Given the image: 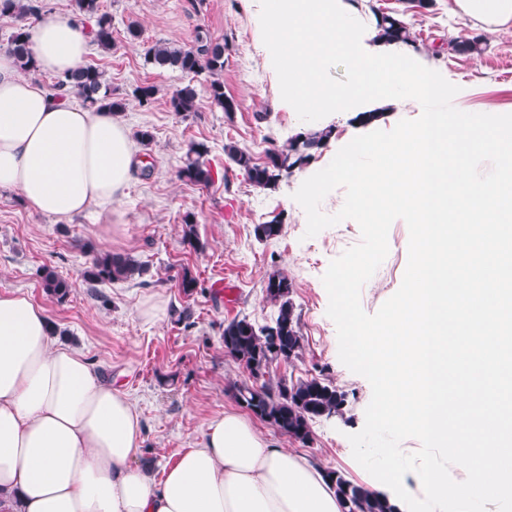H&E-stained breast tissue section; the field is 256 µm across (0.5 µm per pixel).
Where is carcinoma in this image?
<instances>
[{"label":"carcinoma","mask_w":512,"mask_h":512,"mask_svg":"<svg viewBox=\"0 0 512 512\" xmlns=\"http://www.w3.org/2000/svg\"><path fill=\"white\" fill-rule=\"evenodd\" d=\"M73 15L78 20H91L94 25L90 34L92 42L101 50L112 49V17L102 11L100 0H71ZM41 5L36 0H0V16L19 21L40 13ZM380 36L392 42H403L411 46L415 40L403 19L396 13L373 11ZM24 26L15 27L10 38V48L19 69L35 70L33 55L27 42ZM457 53H480L484 50V38L480 35L451 40ZM148 62L160 68L175 69L185 74L207 73L210 80L207 94L210 105L223 111L235 110L234 101L224 94V44L208 32H197L195 41L189 46L158 41L145 51ZM53 88L74 93L82 105L90 109L106 108L111 112H122L125 99L115 96L105 73L96 66L84 65L54 78ZM169 109L177 115L195 112L198 109L196 86L187 84L175 90L167 101ZM335 128L331 125L301 131L280 145L273 138L267 140L265 161H254L252 154L230 142L224 144V155L239 169L245 171L251 183L259 188H270L283 177L306 167L327 146ZM208 146L193 142L188 146L183 165L179 170L181 180L208 185L212 172L205 161ZM283 231V219L275 216L254 227L259 240H273ZM182 240L190 247L201 250L203 244L196 231L195 216L183 217ZM91 260L83 271L84 281L92 288L104 283L132 282L149 271V265L128 253L97 250L89 247ZM40 285L45 294L64 300L70 284L53 269H41ZM293 284L287 275L276 271L268 276L266 295L273 307L269 321L256 324L248 316L235 317L224 324V351L242 364L249 380L236 387L235 398L259 419L269 423L282 434L307 444L312 441L313 423L342 413L346 393L337 386L319 377L297 381L281 378L276 382L268 378V361H292L301 353L299 315L291 299ZM333 489L339 498L343 512H399L396 504L371 492L366 486L353 483L336 471L327 472Z\"/></svg>","instance_id":"obj_1"}]
</instances>
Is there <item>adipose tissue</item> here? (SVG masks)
I'll use <instances>...</instances> for the list:
<instances>
[{
	"label": "adipose tissue",
	"mask_w": 512,
	"mask_h": 512,
	"mask_svg": "<svg viewBox=\"0 0 512 512\" xmlns=\"http://www.w3.org/2000/svg\"><path fill=\"white\" fill-rule=\"evenodd\" d=\"M487 33L512 32V0H448ZM40 72L83 65L88 37L73 17L28 28ZM137 149L118 114L62 99L0 49V188L60 221L111 212ZM141 418L88 356L59 344L44 309L0 293V512H342L314 461L270 445L236 411L206 427L200 447L161 479L133 464Z\"/></svg>",
	"instance_id": "obj_1"
}]
</instances>
